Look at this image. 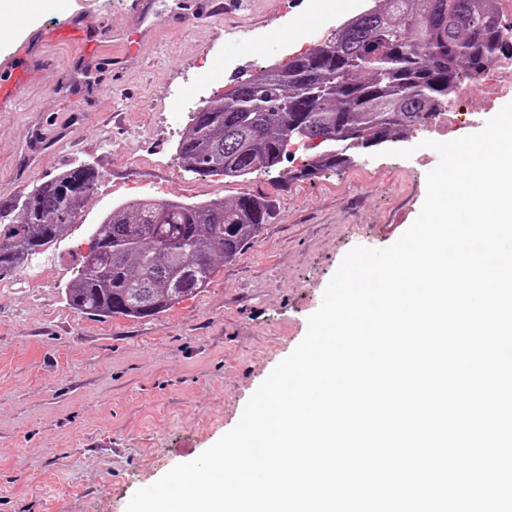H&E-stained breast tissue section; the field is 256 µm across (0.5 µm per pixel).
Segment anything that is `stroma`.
Segmentation results:
<instances>
[{
	"mask_svg": "<svg viewBox=\"0 0 512 512\" xmlns=\"http://www.w3.org/2000/svg\"><path fill=\"white\" fill-rule=\"evenodd\" d=\"M141 2L149 20L131 0H61L39 15L23 0L16 14L28 50L0 102V202L73 163L99 180L70 235L0 279V512H126L137 489L197 458L304 338L344 256L413 223L439 163L412 134L410 157L370 152L302 182L185 171L177 146L202 102L311 48L272 31L301 14L332 33L373 0H339L336 16L311 0ZM73 18L94 48L59 38ZM244 193L271 198L272 217L200 293L144 319L69 306L89 231L112 209Z\"/></svg>",
	"mask_w": 512,
	"mask_h": 512,
	"instance_id": "35a3bbf8",
	"label": "stroma"
}]
</instances>
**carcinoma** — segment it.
I'll list each match as a JSON object with an SVG mask.
<instances>
[{
  "instance_id": "cac0c4a2",
  "label": "carcinoma",
  "mask_w": 512,
  "mask_h": 512,
  "mask_svg": "<svg viewBox=\"0 0 512 512\" xmlns=\"http://www.w3.org/2000/svg\"><path fill=\"white\" fill-rule=\"evenodd\" d=\"M382 2L342 23L332 40L205 102L177 147L185 170L226 178L276 170L299 143L312 155L289 179L348 167L363 151L426 127L458 84L512 55L497 0ZM98 179L93 166L78 164L0 203V278L71 231ZM271 214V201L253 194L129 202L89 235L66 300L86 314L156 316L205 288L217 262L238 260Z\"/></svg>"
}]
</instances>
